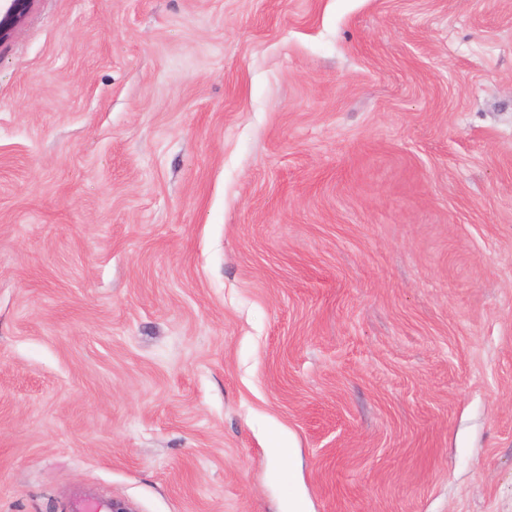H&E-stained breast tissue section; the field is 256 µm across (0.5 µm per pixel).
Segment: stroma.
<instances>
[{
    "label": "stroma",
    "mask_w": 512,
    "mask_h": 512,
    "mask_svg": "<svg viewBox=\"0 0 512 512\" xmlns=\"http://www.w3.org/2000/svg\"><path fill=\"white\" fill-rule=\"evenodd\" d=\"M80 491L512 512V0L29 6L0 512Z\"/></svg>",
    "instance_id": "35a3bbf8"
}]
</instances>
